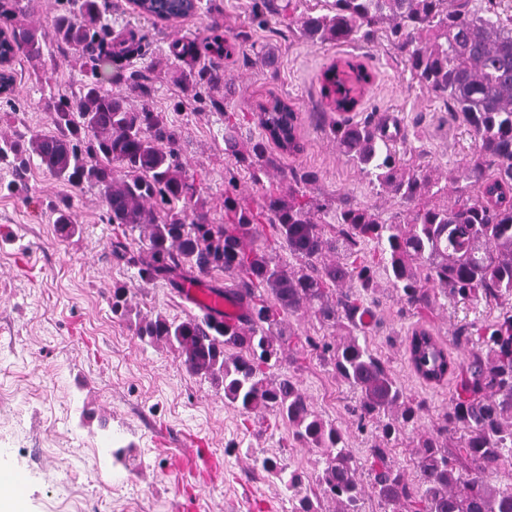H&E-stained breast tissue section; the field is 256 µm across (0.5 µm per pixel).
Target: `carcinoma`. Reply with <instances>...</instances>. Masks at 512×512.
Returning <instances> with one entry per match:
<instances>
[{
    "mask_svg": "<svg viewBox=\"0 0 512 512\" xmlns=\"http://www.w3.org/2000/svg\"><path fill=\"white\" fill-rule=\"evenodd\" d=\"M78 14L65 8L47 37L25 24L0 28V55L41 59L50 41L82 50L86 80L78 94L52 101L57 133L0 136V168L23 180L33 162L54 179L98 190L104 219L146 240V255H135L116 240L112 254L138 267L143 281L164 279L181 287L200 277L226 275L227 295L246 304L245 322L231 324L211 313L182 321L162 313L133 312L127 288L112 291V313L129 322L137 338L178 351L186 370L224 389V398L247 414L273 411L288 424L301 448L319 453L315 485L304 472L285 470L265 459L262 469L288 492L290 512H363L366 489L348 433L314 410L287 376L270 370L291 348L285 317L311 310L322 327L347 329L337 343L307 338L329 355L336 376L359 392L352 408L360 429L373 427L365 464L371 494L389 512H512V484L492 487L487 476L512 469V305L498 316L467 323L453 342L465 352L457 364L455 393L433 428L413 441L415 478L396 466L393 448L415 426L423 403L408 396L366 340L354 334L365 314L366 297L384 273L404 306L425 316L435 295L503 305L512 298V18L502 17L497 0L471 8L472 0H327L320 13L293 17V0H259L255 17H288L298 33L320 42L369 41L385 29L405 58L411 80L461 114L477 144L475 155L457 164L453 190L427 165H412L396 148V137L371 119H343L330 133L338 152L378 188L406 209L385 222L375 209L346 206L325 221L327 206L310 195L313 170L280 169L270 144L299 150L297 112L273 97L259 105L258 135L243 144L239 119L224 112V155L232 167L257 184L270 172L277 185L248 200L235 178L224 190V216L210 215L202 188L182 159L180 134L164 113L133 109L120 93H106L101 78L114 58L142 50L141 42L112 41L100 0H75ZM209 9L203 0H139L138 12L160 21L186 19ZM212 41L171 44L183 65L182 90L194 100L224 82V71L199 59L230 52ZM365 77L348 61L323 74V96L348 112ZM56 232L77 231L72 202L54 209ZM273 230L280 252L268 249L259 225ZM295 262L288 261V258ZM448 357L438 340L409 350L420 377L440 371Z\"/></svg>",
    "mask_w": 512,
    "mask_h": 512,
    "instance_id": "cac0c4a2",
    "label": "carcinoma"
}]
</instances>
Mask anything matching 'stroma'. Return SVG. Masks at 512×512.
Wrapping results in <instances>:
<instances>
[{
    "mask_svg": "<svg viewBox=\"0 0 512 512\" xmlns=\"http://www.w3.org/2000/svg\"><path fill=\"white\" fill-rule=\"evenodd\" d=\"M254 0H213L210 12L178 22L139 16L130 0H103L113 36L136 34L137 55L113 61L103 76L104 92L123 93L129 105L149 104L165 113L183 146L189 173L203 187L211 213L224 212L230 163L224 158V114L238 113L243 136L256 135L251 115L270 96L291 104L299 115V152L279 153L282 168L317 171L314 195L370 206L389 219L402 212L395 199L379 195L340 155L329 134L342 120L321 92L322 75L350 60L372 75L351 118L383 119L405 136L413 163L448 176L472 157L475 142L461 115L412 83L404 58L385 31L367 43L311 42L299 37L286 18L253 16ZM222 36L233 43L222 64L235 85L233 96L212 91L198 103L182 92L181 70L169 55L177 39L203 41ZM79 50L62 48L39 60L17 56L12 64L13 97L20 108L0 111V133L49 134L53 97L78 93L85 79ZM146 73L150 100L133 90L129 74ZM222 109H215L214 101ZM73 200L81 230L65 238L54 230L53 206ZM96 191H81L32 166L13 182L0 170V472L25 479L24 512H184L194 500L198 512H288V493L261 467L264 458L280 467L313 474L315 455L295 446L288 426L271 413L247 414L224 398L223 387L189 373L178 352L140 342L128 322L112 312V289L128 288L141 314L161 312L178 320L200 315L180 289L163 280L142 281L135 267L113 259L112 227ZM365 305L358 334L388 364L405 392L424 402L417 430L430 429L447 410L453 379L428 383L409 362L413 329L426 328L455 360L464 351L452 342L461 324L491 318L499 309L485 302L438 297L432 314L404 309L395 292L380 286ZM275 374L292 377L326 420L350 434L356 457L369 441L359 433L350 408L358 398L337 379L329 359L290 352ZM43 450V469L33 472L24 456ZM203 448L224 462L221 477L203 484L177 483V458Z\"/></svg>",
    "mask_w": 512,
    "mask_h": 512,
    "instance_id": "35a3bbf8",
    "label": "stroma"
}]
</instances>
